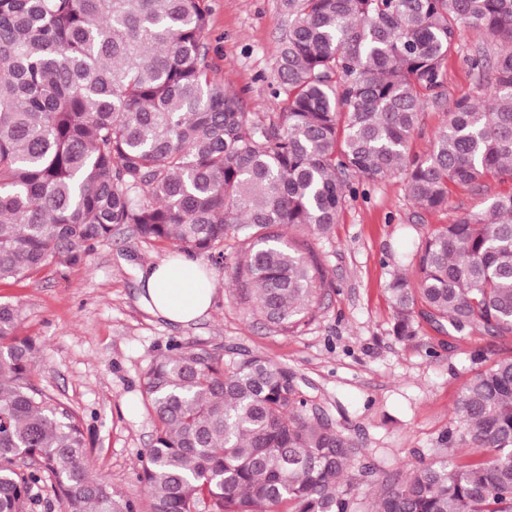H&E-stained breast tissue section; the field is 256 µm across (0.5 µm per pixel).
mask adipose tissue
I'll return each instance as SVG.
<instances>
[{
	"label": "adipose tissue",
	"mask_w": 512,
	"mask_h": 512,
	"mask_svg": "<svg viewBox=\"0 0 512 512\" xmlns=\"http://www.w3.org/2000/svg\"><path fill=\"white\" fill-rule=\"evenodd\" d=\"M141 283V298L150 312L179 324L191 323L206 314L217 295L208 272L187 256L147 264Z\"/></svg>",
	"instance_id": "ef3b65f1"
}]
</instances>
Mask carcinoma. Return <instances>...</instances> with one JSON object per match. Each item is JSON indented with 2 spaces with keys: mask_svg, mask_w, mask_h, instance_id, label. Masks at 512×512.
<instances>
[{
  "mask_svg": "<svg viewBox=\"0 0 512 512\" xmlns=\"http://www.w3.org/2000/svg\"><path fill=\"white\" fill-rule=\"evenodd\" d=\"M282 7L283 125L266 128L215 77L208 0H0V281L83 265L122 225L219 263L232 238L253 314L288 334L332 283L287 229L330 233L343 175L402 173L424 210L443 207L452 184L512 181V0ZM462 27L486 43L469 62L491 101L456 98L427 156L411 160ZM417 273L388 284L400 339L418 336L420 314L458 335L511 334L512 192L431 232ZM21 324L0 302V512H24L45 478L64 512H142L90 475L78 417L30 381L39 346ZM143 383L156 420L141 451L147 512H356L359 448L288 367L174 347ZM455 416L479 459H421L370 512H512V357L466 381Z\"/></svg>",
  "mask_w": 512,
  "mask_h": 512,
  "instance_id": "cac0c4a2",
  "label": "carcinoma"
}]
</instances>
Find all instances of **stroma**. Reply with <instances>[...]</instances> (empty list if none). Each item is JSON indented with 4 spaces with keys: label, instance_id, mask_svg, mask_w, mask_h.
Returning a JSON list of instances; mask_svg holds the SVG:
<instances>
[{
    "label": "stroma",
    "instance_id": "stroma-1",
    "mask_svg": "<svg viewBox=\"0 0 512 512\" xmlns=\"http://www.w3.org/2000/svg\"><path fill=\"white\" fill-rule=\"evenodd\" d=\"M209 5L206 44L216 77L252 121L281 124L276 66L287 17L280 0ZM480 44L476 33L461 32L444 62L445 94L421 112L408 140L409 158L426 157L448 125L455 98L484 96L485 84L469 63ZM347 180L354 191L331 234L305 233L332 287L315 318L294 333L275 332L253 315L231 263H216L207 253L197 259L217 285L210 311L188 324L153 316L141 301L140 271L178 252L141 240L127 226L115 229L87 264L0 282V300L20 305L21 332L40 345L32 383L83 421L92 475L145 498L140 452L155 423L142 375L154 357L175 346L206 347L228 360L249 352L288 366L306 395L354 440L360 462L376 466L375 477L359 484L364 504L419 459L438 452L461 462L475 459L473 448L455 435L457 398L475 371L512 356V334L448 335L424 320L414 341L400 340L393 334L388 284L397 274L415 278L417 251L436 227L483 210L489 198L512 191V182L489 176L452 187L446 206L426 211L408 196L403 175L370 181L351 174Z\"/></svg>",
    "mask_w": 512,
    "mask_h": 512
}]
</instances>
